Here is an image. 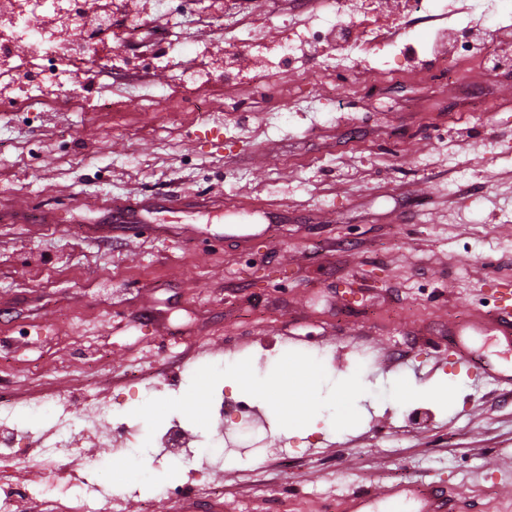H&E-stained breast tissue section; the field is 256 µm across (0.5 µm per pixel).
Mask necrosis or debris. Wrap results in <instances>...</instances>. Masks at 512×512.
I'll use <instances>...</instances> for the list:
<instances>
[{"instance_id": "necrosis-or-debris-1", "label": "necrosis or debris", "mask_w": 512, "mask_h": 512, "mask_svg": "<svg viewBox=\"0 0 512 512\" xmlns=\"http://www.w3.org/2000/svg\"><path fill=\"white\" fill-rule=\"evenodd\" d=\"M218 0H196L192 20L208 26L224 20L230 41H246L253 55L251 64L232 72L212 59L207 49L185 57L170 46L168 63L181 71V82L193 93L194 109L206 111L217 88L234 90L267 81L273 62H289L305 56L308 44L325 41L336 45L330 68L344 73L369 69L373 56L402 57L404 42L413 40L418 25L448 18L450 0H315L312 26L289 29L276 45H269L255 22L253 12L232 6L227 12L216 8ZM118 0H0V97L24 84V96L13 99L16 109L37 106L59 112H107L112 97L100 87H87L83 77L90 69L85 51L93 43L103 57H111L112 40H132L138 30L132 25L116 26ZM26 46L16 55V46ZM80 86L72 98L60 97L64 85ZM33 409L54 411L57 421L52 438L43 445L40 464L53 469L58 459L76 452V433L64 398L33 402ZM14 455L0 445V512H18L22 499L37 497L41 512H119L122 498L112 487L82 478L51 481L38 487L25 484L24 474L14 464Z\"/></svg>"}]
</instances>
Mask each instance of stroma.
<instances>
[{"mask_svg": "<svg viewBox=\"0 0 512 512\" xmlns=\"http://www.w3.org/2000/svg\"><path fill=\"white\" fill-rule=\"evenodd\" d=\"M193 0L143 8L131 23L178 20L185 49L224 58L223 26L189 23ZM500 69H459L475 98L457 104L447 78L424 67L370 96L355 73L340 87L310 62L273 81L213 97L198 115L178 94V71L160 67L156 41H116L125 71L95 48L93 84L118 86L108 112L0 111V397L20 402L15 439L35 459L56 416L29 423L27 403L68 394L80 453L59 471L99 481L137 427L133 372L157 398L177 397L194 372L221 361L279 353L327 354L330 380L360 373L361 421L335 431L317 417L281 428L245 427L231 447L211 442L212 416L194 457L168 449L147 470L178 466L195 496L224 492L223 512H319L370 490L371 512H391L386 491L422 481L454 486L472 512H512V390L474 381L442 352L463 330L489 363L512 365V343L487 321L498 284H512V0L495 17H467ZM143 87L163 92L153 109ZM155 199L158 230L120 229L122 203ZM441 382L448 395L430 388ZM119 407L99 447L80 418L84 390Z\"/></svg>", "mask_w": 512, "mask_h": 512, "instance_id": "1", "label": "stroma"}]
</instances>
